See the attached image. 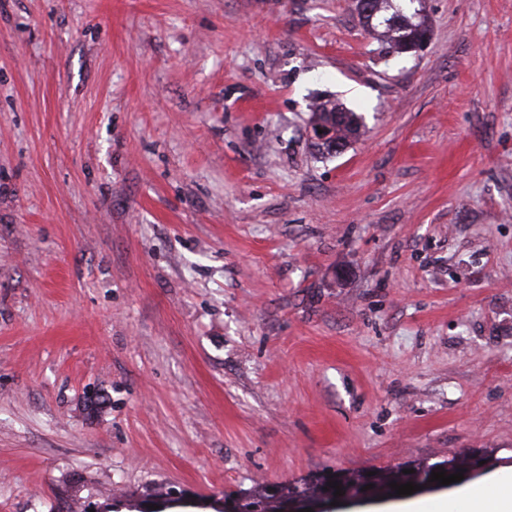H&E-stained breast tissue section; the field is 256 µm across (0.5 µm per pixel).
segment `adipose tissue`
Segmentation results:
<instances>
[{
	"mask_svg": "<svg viewBox=\"0 0 512 512\" xmlns=\"http://www.w3.org/2000/svg\"><path fill=\"white\" fill-rule=\"evenodd\" d=\"M394 512H512V488L490 479L456 488L427 508L421 501L396 503Z\"/></svg>",
	"mask_w": 512,
	"mask_h": 512,
	"instance_id": "ef3b65f1",
	"label": "adipose tissue"
}]
</instances>
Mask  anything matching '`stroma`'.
Wrapping results in <instances>:
<instances>
[{"label": "stroma", "instance_id": "obj_1", "mask_svg": "<svg viewBox=\"0 0 512 512\" xmlns=\"http://www.w3.org/2000/svg\"><path fill=\"white\" fill-rule=\"evenodd\" d=\"M422 8L0 0V512L512 475V0ZM406 0L394 1V0H357L356 7L359 11V14L365 20L366 24L369 26L370 20H372L373 16H376L373 19L370 27L372 29H376L379 26H384L385 33L395 28V32L397 36L395 38L396 44L400 50L407 51V45L414 38H416L421 32L417 30V27L420 25L419 22L410 21L416 10L411 15H405L400 13V10L394 6L395 2H405ZM366 2V4L370 8V15H364L363 11L360 9V3ZM382 5V6H381ZM392 10L390 16L386 15V12ZM310 132L314 140L320 143L334 142V130L323 123L331 125L336 130V144L345 147L349 139L355 135L360 127V118L354 112L346 111L343 107L333 104L316 106L311 113ZM314 122V123H313ZM323 122V123H317ZM322 130V134H319ZM470 450L464 454H457L451 458L454 460L457 465H463L467 462L470 456ZM448 459L436 460L433 462L430 461H422V462H411L405 463L403 465H399L393 468H389L386 470H381L375 472V475L367 476V475H353V474H343L344 475V493L351 497L357 498L365 493H370L371 496L375 495H396V490L390 487L391 482H397V485L406 484L407 482H413L415 484L422 476L421 480L415 485L421 486V490L413 491L414 494L432 491L440 488H445L446 486H451L455 483H451L449 485H440L438 481L429 482L431 478V473L427 476H424L429 470L440 472L439 467H443L445 470V475L448 476L450 474H456L457 472L463 471L464 479L470 477L472 474L488 469L494 466L497 463V458H495L492 454L489 453H478L471 457L469 460V465L466 468H460L456 464L448 463L443 464L448 461ZM482 460H486V463L482 466H479V462ZM404 469H414L415 473L404 474L402 470ZM330 472H325L321 474L319 479L313 483V485L309 487H305L303 490L304 493H309L311 496H318L323 493L326 489L325 479ZM368 484H373V488L368 489L366 491H362L363 487H368ZM273 489L265 488L261 491L254 493V497L252 498L251 505L254 507L255 512H281V504H282V512H298V510L305 508H312L313 512H334V506H330V503L334 500L338 502L344 500H350L347 498L343 491L341 496H335L336 489L329 486V490L320 497H311L300 490L295 491L294 494L288 497L290 493L294 489L289 488H279V487H271Z\"/></svg>", "mask_w": 512, "mask_h": 512}]
</instances>
